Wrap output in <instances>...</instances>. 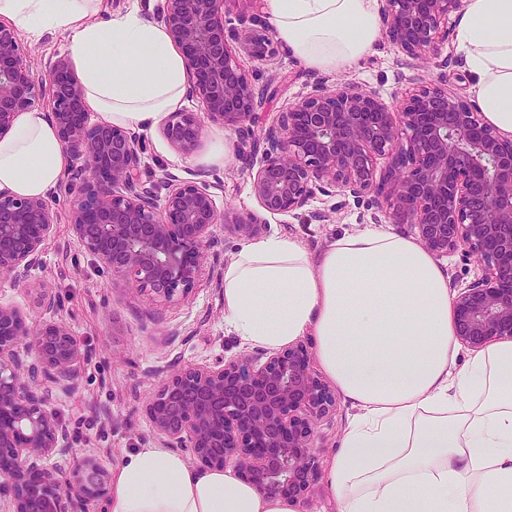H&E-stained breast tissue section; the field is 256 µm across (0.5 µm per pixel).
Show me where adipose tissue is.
Masks as SVG:
<instances>
[{
    "mask_svg": "<svg viewBox=\"0 0 512 512\" xmlns=\"http://www.w3.org/2000/svg\"><path fill=\"white\" fill-rule=\"evenodd\" d=\"M100 0H0L22 31L65 32L101 119L157 126L183 104L184 58L132 9L98 21ZM278 39L306 68L340 73L381 37L378 0H267ZM485 121L512 136V0H464L455 32ZM68 157L44 113L0 138V190L47 195ZM231 331L255 347L315 340L354 413L329 463L335 512H512V340L457 366L448 274L418 242L368 224L311 259L294 238L243 245L224 269ZM109 512H301L230 468L195 469L160 445L112 470Z\"/></svg>",
    "mask_w": 512,
    "mask_h": 512,
    "instance_id": "1",
    "label": "adipose tissue"
}]
</instances>
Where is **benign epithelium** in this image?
<instances>
[{
  "label": "benign epithelium",
  "instance_id": "7a95c632",
  "mask_svg": "<svg viewBox=\"0 0 512 512\" xmlns=\"http://www.w3.org/2000/svg\"><path fill=\"white\" fill-rule=\"evenodd\" d=\"M243 0H163L158 16L185 59L199 110L172 112L160 132L192 156L204 127L242 137L264 92L249 82L230 48L256 61L273 48L250 27L224 18ZM463 0H384L385 38L418 60L448 42V21ZM43 109L76 159L58 185L79 246L112 284L170 301L193 287L217 244L216 229L251 238L263 214L296 213L317 195L377 198V223L410 229L437 258L458 251L478 273L452 297L457 340L470 349L512 339V137L486 123L478 105L448 91V75L419 85L400 104L352 81L319 78L252 143L247 168L259 213L221 210L219 185L198 170L142 177L146 141L129 129L90 122L72 64L57 58L34 72L14 26L0 20V138L23 112ZM57 198L0 191V280L29 287L57 224ZM32 358L37 367L27 366ZM82 352L58 320L34 325L0 304V488L15 491L14 512H90L109 496L111 477L93 457L68 471L44 461L63 455L61 425L48 408L52 389L77 385ZM335 397L301 344L210 366L172 369L146 404L165 448H184L208 467L231 461L246 481L304 504L317 474L315 425Z\"/></svg>",
  "mask_w": 512,
  "mask_h": 512
}]
</instances>
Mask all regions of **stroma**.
Here are the masks:
<instances>
[{"mask_svg": "<svg viewBox=\"0 0 512 512\" xmlns=\"http://www.w3.org/2000/svg\"><path fill=\"white\" fill-rule=\"evenodd\" d=\"M265 34L274 39L276 52L266 61L251 60L244 49L236 54L257 88L274 87L255 120L268 126L289 104L310 90L317 74L307 69L276 41L274 28ZM442 55L452 57L453 66L440 70L437 59L417 62L407 58L387 40L354 67L329 74V82L344 80L379 91L389 103H399L406 89L419 82L436 80L447 73L449 88L465 101H473V82L455 42L443 45ZM143 174L151 177L162 170L181 173L202 168L201 155L186 158L175 152L158 130L146 132ZM233 156L210 172L220 185L216 201L220 208L240 213L257 211L245 162L256 154H244L240 139L225 132ZM376 205L371 199L354 201L341 195L320 196L295 214L272 215L265 234L278 233L298 240L310 256H318L324 245L338 236L369 223ZM327 212L329 223L315 221L311 213ZM71 214L66 203L58 205V224L43 263L28 274V287L0 282V303L19 308L35 322L49 318L70 326L84 359L78 384L69 392L53 390L48 406L62 421L66 456L47 459L50 467L68 469L74 460L91 456L105 468L114 467L133 450L159 443L145 413V405L159 382L173 368L204 366L222 358L249 353L248 345L231 333L224 321V295L212 278L215 266H223L243 245V238L220 234L214 254L203 264L193 288L174 301L153 300L131 289L113 287L96 264L84 253L71 233ZM55 297L57 308L49 312L37 303L38 293ZM351 408L337 399L335 409L316 426L318 467L326 469L339 446Z\"/></svg>", "mask_w": 512, "mask_h": 512, "instance_id": "obj_1", "label": "stroma"}]
</instances>
